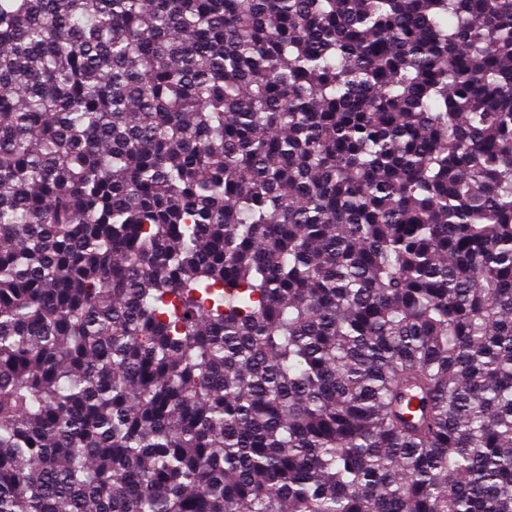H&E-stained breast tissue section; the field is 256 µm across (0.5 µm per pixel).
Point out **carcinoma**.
<instances>
[{
  "mask_svg": "<svg viewBox=\"0 0 512 512\" xmlns=\"http://www.w3.org/2000/svg\"><path fill=\"white\" fill-rule=\"evenodd\" d=\"M0 512H512V0H0Z\"/></svg>",
  "mask_w": 512,
  "mask_h": 512,
  "instance_id": "obj_1",
  "label": "carcinoma"
}]
</instances>
